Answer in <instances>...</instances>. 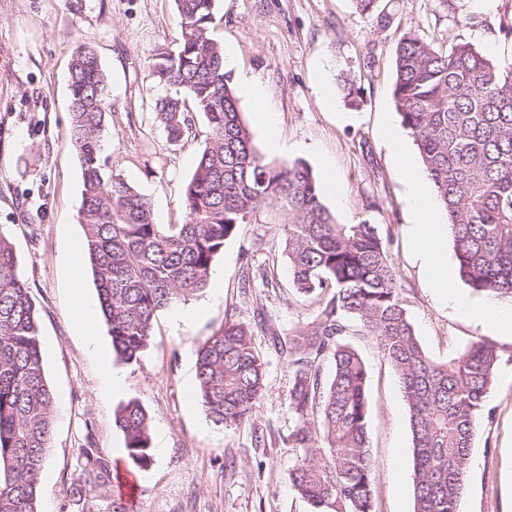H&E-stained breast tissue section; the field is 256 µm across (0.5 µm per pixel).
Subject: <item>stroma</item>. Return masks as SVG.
Returning a JSON list of instances; mask_svg holds the SVG:
<instances>
[{"label":"stroma","instance_id":"35a3bbf8","mask_svg":"<svg viewBox=\"0 0 512 512\" xmlns=\"http://www.w3.org/2000/svg\"><path fill=\"white\" fill-rule=\"evenodd\" d=\"M212 36L232 48V86L257 79L276 115L284 149L272 151L254 131L267 160H300L321 176L336 171V194L322 200L339 223L378 225L388 241L400 297L415 332L435 361L478 340L499 352L494 384L471 450L459 512H512V337L444 305L429 288L414 251L407 188L385 125H399L392 87L401 34L414 30L437 48L467 41L496 61L512 59V0H375L369 13L354 0H221ZM180 39L174 0H0V235L10 240L37 310L47 381L55 398L47 478L37 512H112L111 494L74 501L71 484L83 449L135 473L132 512H311L294 491L295 452L288 436L294 369L274 335L292 336L312 321L324 296L292 286L281 241L284 216L263 211L240 225L212 265L208 286L181 308L191 321L174 324L158 313L147 349L132 362L112 350L106 323L89 346L74 324L66 253L82 242L78 222L82 175L71 148L69 69L73 48L98 54L110 80L101 155L148 198L159 224H181L180 200L205 146L208 128L195 116L191 135L169 142L156 120L158 89L149 65ZM323 66L331 100L320 97ZM355 79L360 106L345 101ZM263 241L255 262L271 286H242V254ZM251 327L265 361L266 390L251 421L215 426L197 391V347L225 321ZM369 373V435L377 472L375 512H413L411 433L398 376L375 343L351 339ZM123 376L117 391L102 371ZM138 401L150 418L149 469L135 470L115 416Z\"/></svg>","mask_w":512,"mask_h":512}]
</instances>
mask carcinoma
<instances>
[{"mask_svg":"<svg viewBox=\"0 0 512 512\" xmlns=\"http://www.w3.org/2000/svg\"><path fill=\"white\" fill-rule=\"evenodd\" d=\"M218 2L175 0L180 42L151 64V75L166 88L154 112L169 141L191 134L190 103L209 130L181 198L183 224L155 223L147 198L105 171L107 75L93 51L72 53V146L82 171L78 221L112 350L127 362L138 359L157 312L202 292L238 226L277 208L286 217L282 232L293 287L327 297L288 346L294 491L313 512H374L368 373L345 340L353 333L375 342L402 384L413 512H459L498 350L476 341L446 362L431 359L402 304L378 225L338 223L305 163L263 156L224 72V48L210 33ZM393 98L446 214L460 279L477 294L512 302V62H495L463 41L443 51L410 30L396 47ZM325 358L333 363L326 382ZM196 372L214 425L251 420L265 392V362L248 326L227 321L201 342ZM116 422L131 462L148 468L143 407L127 403ZM53 426L35 305L11 242L0 236V512H36ZM83 455L73 496L110 492L111 462L90 448Z\"/></svg>","mask_w":512,"mask_h":512,"instance_id":"obj_1","label":"carcinoma"}]
</instances>
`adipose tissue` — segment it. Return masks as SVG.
Returning a JSON list of instances; mask_svg holds the SVG:
<instances>
[{
	"instance_id": "obj_1",
	"label": "adipose tissue",
	"mask_w": 512,
	"mask_h": 512,
	"mask_svg": "<svg viewBox=\"0 0 512 512\" xmlns=\"http://www.w3.org/2000/svg\"><path fill=\"white\" fill-rule=\"evenodd\" d=\"M384 135L390 142L393 154L401 160L413 213L416 255L427 273L430 288L444 303L468 317L486 323L498 333L512 334V305L491 301L472 305L454 292L441 243L443 226L431 202L430 191L407 159L402 135L389 128L385 129Z\"/></svg>"
}]
</instances>
